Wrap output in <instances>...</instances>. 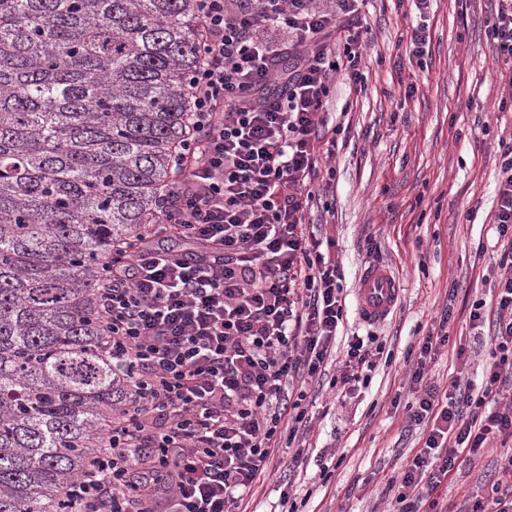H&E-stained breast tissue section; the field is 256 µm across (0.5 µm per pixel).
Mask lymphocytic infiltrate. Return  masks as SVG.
<instances>
[{
    "instance_id": "lymphocytic-infiltrate-1",
    "label": "lymphocytic infiltrate",
    "mask_w": 512,
    "mask_h": 512,
    "mask_svg": "<svg viewBox=\"0 0 512 512\" xmlns=\"http://www.w3.org/2000/svg\"><path fill=\"white\" fill-rule=\"evenodd\" d=\"M359 0H194L198 61L189 132L173 153L161 219L136 247H116L97 310L126 387L102 448L67 492L71 512H247L283 434L306 422V383L340 363L339 393L368 381L372 346L348 339L342 267L307 219L311 185L332 158L333 76L363 83L369 30ZM488 33L512 96V0ZM296 61L279 77L283 57ZM283 79L280 94L266 86ZM494 228L503 250L490 301L470 330L489 329L481 383L452 343L445 309L423 336L406 423L421 446L381 491L393 512H448L442 489L460 467L500 449L492 480L466 512H512V144L501 154ZM452 349L447 386L428 366Z\"/></svg>"
}]
</instances>
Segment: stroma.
<instances>
[{
	"mask_svg": "<svg viewBox=\"0 0 512 512\" xmlns=\"http://www.w3.org/2000/svg\"><path fill=\"white\" fill-rule=\"evenodd\" d=\"M492 0H363L372 42L362 51L366 80L352 87L337 74L329 117L337 135L330 187L307 217L344 267V335L375 336L388 355L368 387L335 403L328 381L311 383L308 398L328 406L260 484L249 512H270L288 493L303 512H384L373 473L388 478L406 464L421 438L407 426V356L453 303L450 336H468L473 302L488 298L483 277L500 250L492 224L500 173V139L512 137V109L499 110L496 47L488 34ZM424 24L429 48L411 57L408 34ZM415 93H407V85ZM395 276L399 297L377 323L358 314L357 288L366 267ZM298 467L287 462L295 449ZM495 454L463 466L448 486L450 512H464L467 492L488 481ZM332 468L322 478L321 465Z\"/></svg>",
	"mask_w": 512,
	"mask_h": 512,
	"instance_id": "stroma-1",
	"label": "stroma"
}]
</instances>
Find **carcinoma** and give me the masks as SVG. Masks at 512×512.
I'll list each match as a JSON object with an SVG mask.
<instances>
[{"mask_svg":"<svg viewBox=\"0 0 512 512\" xmlns=\"http://www.w3.org/2000/svg\"><path fill=\"white\" fill-rule=\"evenodd\" d=\"M192 0H0V512H61L124 398L95 292L159 219Z\"/></svg>","mask_w":512,"mask_h":512,"instance_id":"carcinoma-1","label":"carcinoma"}]
</instances>
